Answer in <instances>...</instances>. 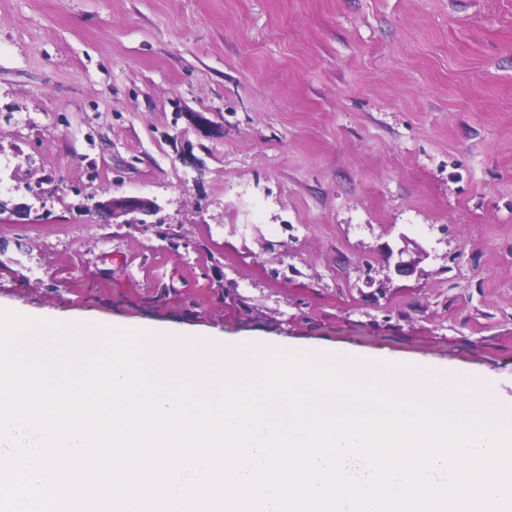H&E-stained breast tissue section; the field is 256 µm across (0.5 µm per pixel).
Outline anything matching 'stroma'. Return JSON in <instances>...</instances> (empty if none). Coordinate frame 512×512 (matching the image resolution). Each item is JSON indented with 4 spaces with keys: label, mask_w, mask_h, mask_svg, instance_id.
Segmentation results:
<instances>
[{
    "label": "stroma",
    "mask_w": 512,
    "mask_h": 512,
    "mask_svg": "<svg viewBox=\"0 0 512 512\" xmlns=\"http://www.w3.org/2000/svg\"><path fill=\"white\" fill-rule=\"evenodd\" d=\"M0 203L1 308L510 388L512 0H0ZM91 207L106 221L125 217L120 224H156L150 219L161 211L155 200L137 196H108L95 201Z\"/></svg>",
    "instance_id": "1"
}]
</instances>
